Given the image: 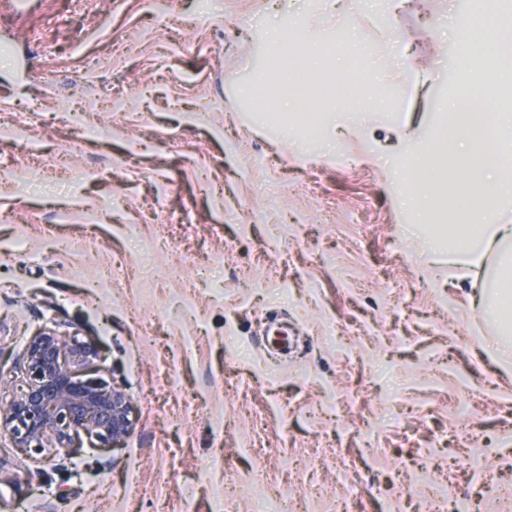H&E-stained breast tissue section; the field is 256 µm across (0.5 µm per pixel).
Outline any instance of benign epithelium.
Returning a JSON list of instances; mask_svg holds the SVG:
<instances>
[{
    "label": "benign epithelium",
    "instance_id": "7a95c632",
    "mask_svg": "<svg viewBox=\"0 0 512 512\" xmlns=\"http://www.w3.org/2000/svg\"><path fill=\"white\" fill-rule=\"evenodd\" d=\"M98 351L47 330L34 336L23 356L21 391L0 410V426L29 456L44 451L52 432L63 448H78L82 436L100 448L118 446L130 432L134 405L120 388L82 378L73 366L91 367Z\"/></svg>",
    "mask_w": 512,
    "mask_h": 512
}]
</instances>
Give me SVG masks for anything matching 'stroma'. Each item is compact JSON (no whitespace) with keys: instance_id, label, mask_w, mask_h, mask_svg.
Masks as SVG:
<instances>
[{"instance_id":"obj_1","label":"stroma","mask_w":512,"mask_h":512,"mask_svg":"<svg viewBox=\"0 0 512 512\" xmlns=\"http://www.w3.org/2000/svg\"><path fill=\"white\" fill-rule=\"evenodd\" d=\"M472 9L169 0L168 27L156 0H0V406L49 328L97 346L98 376L135 407L122 447L70 453L50 434L40 464L0 427V512H183L190 488L198 512L280 493L336 512L356 479L357 512H440L460 492L512 512V345L401 205L412 158L397 131L421 145L443 100L490 104L493 69L477 97L459 88ZM313 13L288 70L358 33L359 57L411 89L356 133L337 70L304 104L332 151L239 93L267 67V26ZM456 180L430 174L435 223L453 220ZM283 314L298 343L273 357L260 323Z\"/></svg>"}]
</instances>
